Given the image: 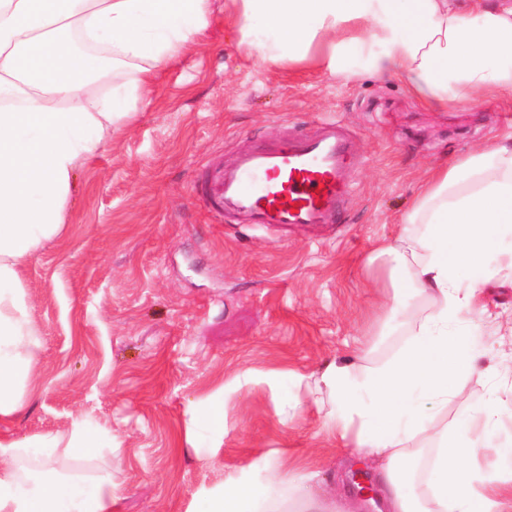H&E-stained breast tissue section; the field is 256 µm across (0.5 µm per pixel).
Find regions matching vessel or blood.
Segmentation results:
<instances>
[{"instance_id": "b4317fda", "label": "vessel or blood", "mask_w": 512, "mask_h": 512, "mask_svg": "<svg viewBox=\"0 0 512 512\" xmlns=\"http://www.w3.org/2000/svg\"><path fill=\"white\" fill-rule=\"evenodd\" d=\"M355 135L336 120L306 138L237 150L199 185L227 224H337L359 162Z\"/></svg>"}]
</instances>
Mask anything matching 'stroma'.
<instances>
[{"label": "stroma", "instance_id": "obj_1", "mask_svg": "<svg viewBox=\"0 0 512 512\" xmlns=\"http://www.w3.org/2000/svg\"><path fill=\"white\" fill-rule=\"evenodd\" d=\"M216 10L206 36L162 72L107 152L77 174L67 232L24 273L41 341L36 386L0 438L23 441L82 425L112 436V512H196L242 476L290 478L332 498L369 464L337 446L307 378L332 363L391 360L408 320L397 315L384 258L427 171L512 135V103L424 109L400 81L342 80L267 66L239 48ZM336 118L358 133L363 160L341 224L273 229L218 223L196 186L237 149L314 134ZM478 291L486 382L470 381L449 414L494 398L512 429V267ZM391 320L388 335L377 324ZM290 373L281 389L278 371ZM224 428H194L209 405Z\"/></svg>", "mask_w": 512, "mask_h": 512}]
</instances>
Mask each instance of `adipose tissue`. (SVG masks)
I'll return each instance as SVG.
<instances>
[{
    "instance_id": "adipose-tissue-1",
    "label": "adipose tissue",
    "mask_w": 512,
    "mask_h": 512,
    "mask_svg": "<svg viewBox=\"0 0 512 512\" xmlns=\"http://www.w3.org/2000/svg\"><path fill=\"white\" fill-rule=\"evenodd\" d=\"M214 0H0V423L21 410L41 345L30 324L24 270L62 234L76 173L107 151L159 72L203 36ZM240 43L273 66L403 82L423 108L480 99L512 102V0H224ZM112 87L98 92L100 61ZM512 257V138L430 173L395 243L382 246L393 285L429 298L387 365L355 374L330 365L309 389L337 440L376 462L384 512H512V434L494 401L443 415L478 377L483 346L475 291L492 279L487 254ZM480 414L481 432L471 417ZM432 457L413 465L414 444ZM80 427L0 440V512H112V468L78 484L59 458L111 447ZM497 450L491 467L479 463ZM38 458L33 479L20 456ZM324 512L286 480L225 485L197 512Z\"/></svg>"
}]
</instances>
